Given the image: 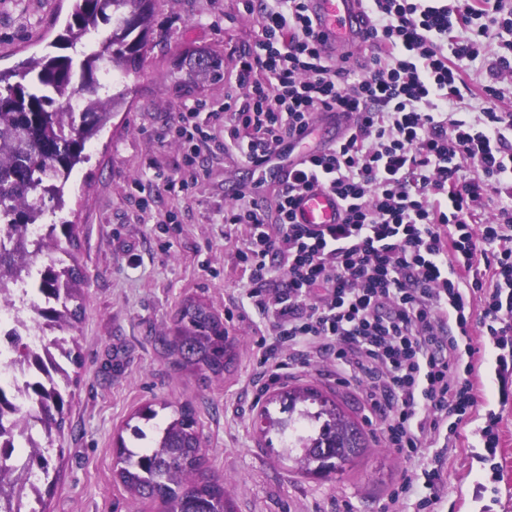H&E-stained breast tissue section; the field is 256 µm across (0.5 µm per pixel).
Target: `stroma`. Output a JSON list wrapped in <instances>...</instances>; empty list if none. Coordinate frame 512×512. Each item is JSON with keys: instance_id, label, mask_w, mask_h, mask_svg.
Listing matches in <instances>:
<instances>
[{"instance_id": "obj_1", "label": "stroma", "mask_w": 512, "mask_h": 512, "mask_svg": "<svg viewBox=\"0 0 512 512\" xmlns=\"http://www.w3.org/2000/svg\"><path fill=\"white\" fill-rule=\"evenodd\" d=\"M69 0H0V70L42 54L64 26ZM159 44L139 75L130 76L126 105L93 139L88 163L67 184L61 216L78 224L76 254L86 273L84 317L74 337L81 353L72 410L55 447L62 455L49 512H160L133 499L114 472L113 448L125 422L146 403L190 405L205 437L208 475L223 480L235 512H379L401 481L404 462L378 440V425L355 382L329 366L292 365L277 383L259 377L254 346L266 331L253 307H241L248 285L235 265L237 236L224 234V197L249 183L252 168L237 157L210 163L209 175L191 195H157L142 211L130 191L151 164L174 170L180 147L170 136L176 112L197 100L223 102L232 92L240 49L258 30L242 0H156ZM223 59V78H197L184 87L186 52ZM178 216L180 232L161 250V216ZM202 301L218 314L237 347L224 378L202 381L181 368L160 342L172 335L181 305ZM310 383L334 393L353 412L369 448L346 473L331 480L306 478L279 457L255 420L280 387ZM489 407L499 416L495 462L484 460L475 424L444 449L441 512H512V400L499 402L489 384ZM498 466L497 494L476 499L490 466Z\"/></svg>"}]
</instances>
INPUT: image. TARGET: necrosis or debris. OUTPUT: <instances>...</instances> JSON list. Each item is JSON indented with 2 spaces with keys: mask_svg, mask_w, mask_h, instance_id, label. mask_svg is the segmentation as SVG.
<instances>
[{
  "mask_svg": "<svg viewBox=\"0 0 512 512\" xmlns=\"http://www.w3.org/2000/svg\"><path fill=\"white\" fill-rule=\"evenodd\" d=\"M40 273V267H33L30 278L0 291V388L9 400L8 405L0 407V420L9 427L8 432L0 434V446L9 449L10 462L16 467L24 464L29 449L41 446L42 438L36 433L20 436L12 424L30 407V387L47 383L42 367L55 353L47 326L38 320L32 308ZM18 337L24 338L31 348L27 356H17L12 348Z\"/></svg>",
  "mask_w": 512,
  "mask_h": 512,
  "instance_id": "1",
  "label": "necrosis or debris"
}]
</instances>
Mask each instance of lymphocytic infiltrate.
I'll return each mask as SVG.
<instances>
[{"mask_svg": "<svg viewBox=\"0 0 512 512\" xmlns=\"http://www.w3.org/2000/svg\"><path fill=\"white\" fill-rule=\"evenodd\" d=\"M243 6L258 33L239 53L233 93L177 112V174L157 167L131 187L144 211L146 185L191 194L216 141L250 165L287 164L272 197L242 190L224 210L225 229L245 232L236 267L248 303L285 354L260 362L272 382L297 359L334 362L406 462L382 512L410 499L436 512L444 460L426 450L456 441L477 411L474 355L494 348L496 380L512 377V113L456 109L476 62L492 63L486 99L512 86V0H365L369 53L357 66L325 60L307 0ZM323 110L360 120L336 146L292 158ZM317 187L344 211L314 231L295 209ZM493 193L496 212L476 223Z\"/></svg>", "mask_w": 512, "mask_h": 512, "instance_id": "1", "label": "lymphocytic infiltrate"}]
</instances>
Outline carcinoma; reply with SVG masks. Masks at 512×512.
I'll use <instances>...</instances> for the list:
<instances>
[{
  "instance_id": "obj_1",
  "label": "carcinoma",
  "mask_w": 512,
  "mask_h": 512,
  "mask_svg": "<svg viewBox=\"0 0 512 512\" xmlns=\"http://www.w3.org/2000/svg\"><path fill=\"white\" fill-rule=\"evenodd\" d=\"M154 0H72L60 39L70 54L50 51L21 61L9 71L0 70V289L29 273L35 260L44 258L39 316L64 334L54 339L62 360L77 365V342L70 336L82 321L84 307L82 265L73 252L78 239L75 224H47V233L32 243L24 235L28 224H40L46 214L65 207V187L76 167L89 162L87 143L110 122L126 103L129 90L109 93L99 74L114 71L127 78L139 74L149 45L154 42ZM106 27L102 39L90 48L83 39ZM193 71L217 79L222 62L208 54L190 55ZM83 98V108L73 111L67 99ZM68 247H63L62 242ZM177 364L191 367L204 378L224 376L235 356L224 323L209 306L191 300L180 309L173 339L168 341ZM61 372L58 381L30 392L35 421L22 417L14 426L19 434L40 427L43 446L29 455L27 472L35 473L34 506L29 512H46L44 495L53 480L52 434L60 431L71 409L69 370L50 362ZM280 405V417L269 405ZM158 410L147 403L134 414L136 424L125 423L131 441L118 435L117 476L136 499L157 503L162 512H234L224 486L204 469V438L193 409L180 406L170 418L156 422ZM297 419L309 423L307 435L296 448L297 470L329 479L341 475L362 456L367 439L361 425L336 398L313 386L280 390L259 413L256 425L267 437L284 435ZM14 469L0 451V512H10Z\"/></svg>"
}]
</instances>
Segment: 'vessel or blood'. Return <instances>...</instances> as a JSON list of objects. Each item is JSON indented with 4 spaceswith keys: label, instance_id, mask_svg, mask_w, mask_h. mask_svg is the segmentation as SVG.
<instances>
[{
    "label": "vessel or blood",
    "instance_id": "obj_1",
    "mask_svg": "<svg viewBox=\"0 0 512 512\" xmlns=\"http://www.w3.org/2000/svg\"><path fill=\"white\" fill-rule=\"evenodd\" d=\"M311 14L318 32L324 37V54L328 61H351L363 43L357 20L362 11L361 0H310ZM351 121L345 115L324 112L318 114L312 128L319 132L323 143L342 138ZM341 207L336 198L324 190L308 193L296 208L297 221L320 229L338 223Z\"/></svg>",
    "mask_w": 512,
    "mask_h": 512
}]
</instances>
